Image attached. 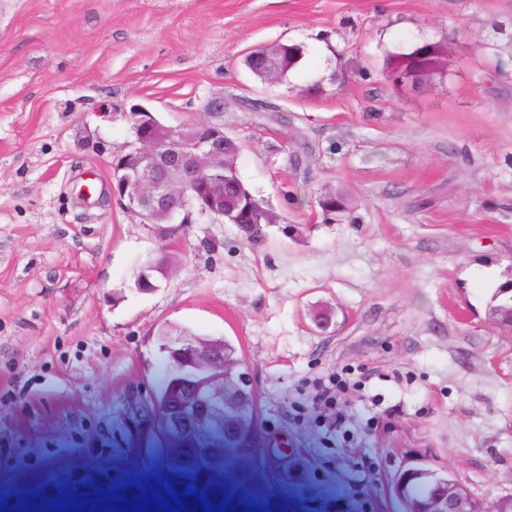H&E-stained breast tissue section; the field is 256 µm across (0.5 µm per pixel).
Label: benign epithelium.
Segmentation results:
<instances>
[{"label":"benign epithelium","mask_w":512,"mask_h":512,"mask_svg":"<svg viewBox=\"0 0 512 512\" xmlns=\"http://www.w3.org/2000/svg\"><path fill=\"white\" fill-rule=\"evenodd\" d=\"M301 49L296 43L279 47L254 58L255 71L268 82L279 80L281 55L292 57ZM204 110L210 118L180 128L158 122L144 107L133 110L134 141L128 153L114 168L112 192L125 207L145 224H169L178 213L196 212L209 224L224 223L225 147H236L224 130V123L214 119L224 113V99L207 101ZM205 190H197L201 179ZM242 219L277 224L279 218L264 202L248 197L241 208ZM169 360L186 377L177 386L176 397L167 400L159 412L165 416L168 431L181 436L191 429L218 436L233 431L225 419L224 385H204L202 377L220 355L211 345H199L190 337H169L162 344ZM422 512H512V493L491 501L472 494L456 477L436 480Z\"/></svg>","instance_id":"7a95c632"}]
</instances>
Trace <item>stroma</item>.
Here are the masks:
<instances>
[{"label": "stroma", "mask_w": 512, "mask_h": 512, "mask_svg": "<svg viewBox=\"0 0 512 512\" xmlns=\"http://www.w3.org/2000/svg\"><path fill=\"white\" fill-rule=\"evenodd\" d=\"M421 40L446 73L388 77ZM274 42L306 55L270 86L242 60ZM212 97L281 217L255 241L142 223L111 191L134 107L178 127ZM327 187L350 220L322 223ZM511 271L512 0H0V512L162 489L148 410L175 330L241 357L281 512H396L417 464L510 494L512 331L487 304ZM339 371L362 384L332 432L314 393ZM425 42L428 41H422L419 43L414 44L407 52H399V53H392L387 55L385 59L386 68L388 70H392L394 73L400 74L401 81H407L411 82L412 84L416 82H420L424 77L427 76L431 72L426 71H420L417 75L414 76H408L406 69L403 67L404 58L408 57L417 47L423 45Z\"/></svg>", "instance_id": "35a3bbf8"}]
</instances>
